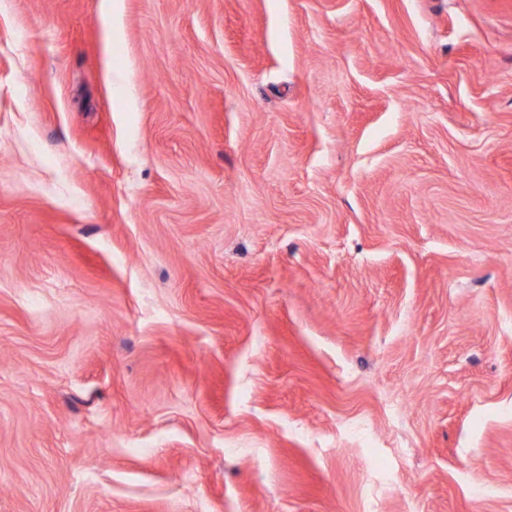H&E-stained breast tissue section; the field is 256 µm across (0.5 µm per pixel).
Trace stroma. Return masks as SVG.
I'll list each match as a JSON object with an SVG mask.
<instances>
[{
	"label": "stroma",
	"instance_id": "35a3bbf8",
	"mask_svg": "<svg viewBox=\"0 0 512 512\" xmlns=\"http://www.w3.org/2000/svg\"><path fill=\"white\" fill-rule=\"evenodd\" d=\"M0 0V512H512V0Z\"/></svg>",
	"mask_w": 512,
	"mask_h": 512
}]
</instances>
